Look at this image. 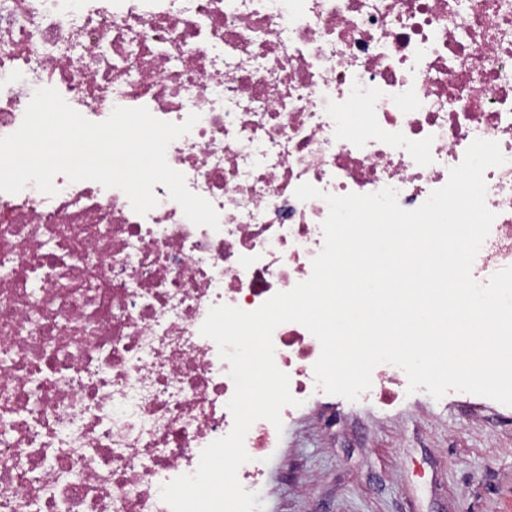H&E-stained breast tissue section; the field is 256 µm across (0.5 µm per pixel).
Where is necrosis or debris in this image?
Wrapping results in <instances>:
<instances>
[{
  "label": "necrosis or debris",
  "instance_id": "4bbe7bcc",
  "mask_svg": "<svg viewBox=\"0 0 512 512\" xmlns=\"http://www.w3.org/2000/svg\"><path fill=\"white\" fill-rule=\"evenodd\" d=\"M44 87L94 122L198 114L166 157L220 227L160 184L143 216L62 174L52 197L0 192V512H171L162 485L234 424L209 309H257L322 248L328 206L298 200L302 183L391 187L412 210L474 139L495 141L506 162L485 173L495 219L472 276L512 266V0H0V136ZM273 342L287 425L330 396L304 326ZM281 444L252 424L245 490Z\"/></svg>",
  "mask_w": 512,
  "mask_h": 512
}]
</instances>
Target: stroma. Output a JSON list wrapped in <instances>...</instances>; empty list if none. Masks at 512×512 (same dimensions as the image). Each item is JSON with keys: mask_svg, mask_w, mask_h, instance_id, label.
Wrapping results in <instances>:
<instances>
[{"mask_svg": "<svg viewBox=\"0 0 512 512\" xmlns=\"http://www.w3.org/2000/svg\"><path fill=\"white\" fill-rule=\"evenodd\" d=\"M282 445L264 512H512V406L493 400L476 419L451 396L340 397L335 431L309 410Z\"/></svg>", "mask_w": 512, "mask_h": 512, "instance_id": "1", "label": "stroma"}]
</instances>
